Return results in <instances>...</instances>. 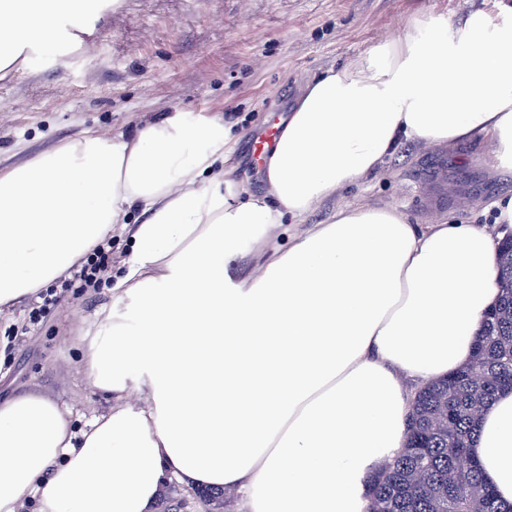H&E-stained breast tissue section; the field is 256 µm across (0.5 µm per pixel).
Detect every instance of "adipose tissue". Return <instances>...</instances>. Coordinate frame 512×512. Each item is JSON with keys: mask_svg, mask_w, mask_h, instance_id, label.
Here are the masks:
<instances>
[{"mask_svg": "<svg viewBox=\"0 0 512 512\" xmlns=\"http://www.w3.org/2000/svg\"><path fill=\"white\" fill-rule=\"evenodd\" d=\"M103 2L0 0V74ZM408 139L487 145L512 169V23L416 19L314 78L266 149L263 196L225 168L222 120L181 111L0 172V317L143 216L83 336L107 404L79 426L35 393L0 402V512H152L174 478L243 493L249 512H365L367 477L404 440L402 378L463 365L499 293L496 242L473 224L358 204L306 223ZM287 219L259 275H230ZM132 387L142 406L124 405ZM472 453L512 504V391Z\"/></svg>", "mask_w": 512, "mask_h": 512, "instance_id": "obj_1", "label": "adipose tissue"}]
</instances>
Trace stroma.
Wrapping results in <instances>:
<instances>
[{"label":"stroma","mask_w":512,"mask_h":512,"mask_svg":"<svg viewBox=\"0 0 512 512\" xmlns=\"http://www.w3.org/2000/svg\"><path fill=\"white\" fill-rule=\"evenodd\" d=\"M512 21V0H108L82 32L29 50V61L0 78V171L93 132H127L175 110L216 116L231 129L225 164L266 194L253 144L290 109L308 82L355 62L409 20L452 21L474 10ZM512 194V170L490 166V149L403 142L380 173L318 204L310 224L348 203L403 211L417 224L483 223V210ZM59 303L29 321L35 299L9 318L8 380L0 394L33 391L86 421L104 398L81 376V337L107 290L58 288Z\"/></svg>","instance_id":"obj_1"}]
</instances>
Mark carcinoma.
Returning a JSON list of instances; mask_svg holds the SVG:
<instances>
[{
	"label": "carcinoma",
	"instance_id": "cac0c4a2",
	"mask_svg": "<svg viewBox=\"0 0 512 512\" xmlns=\"http://www.w3.org/2000/svg\"><path fill=\"white\" fill-rule=\"evenodd\" d=\"M498 302L483 320L469 360L415 390L404 444L367 485L366 512H512L469 456L481 412L512 375V244L496 248Z\"/></svg>",
	"mask_w": 512,
	"mask_h": 512
}]
</instances>
